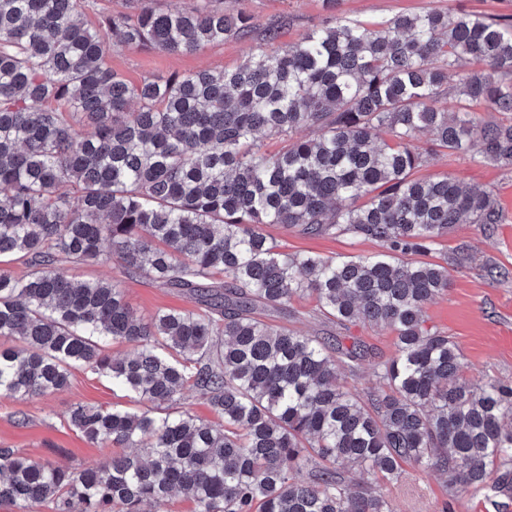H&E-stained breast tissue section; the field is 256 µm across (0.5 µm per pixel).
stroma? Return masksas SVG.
<instances>
[{"instance_id":"stroma-1","label":"stroma","mask_w":512,"mask_h":512,"mask_svg":"<svg viewBox=\"0 0 512 512\" xmlns=\"http://www.w3.org/2000/svg\"><path fill=\"white\" fill-rule=\"evenodd\" d=\"M225 12L239 11L254 21L252 31L242 38L225 40L193 54L111 46L107 61L124 79L138 83L171 74L201 69L236 67L245 59L272 51L265 29L281 25V42L291 43L323 24L330 13L350 20L381 22L395 15L425 9L454 12L460 9L491 17H512V0H340L329 8L326 0H221ZM421 176L450 175L470 184L492 189L503 213L493 237H485L475 224H459L438 240L428 258L447 263L450 285L430 301L424 310L427 326L444 332L461 349L466 376L471 380L512 382V172L473 162L466 155L438 151L420 170ZM265 232L283 250L296 254H318L347 259L380 252L379 244L349 235L306 236L278 225ZM503 270L500 278L488 275V267ZM69 276L79 281L106 280L123 289L127 302L138 316L149 317L160 309H190L187 296L145 278L120 275L116 261L94 265H67ZM338 335L361 339L372 351L356 373L341 371L342 384L367 395L377 390L378 362L395 354L394 337L387 331L360 322L339 327ZM109 408L129 406L125 392L90 370H73L67 387L39 396L0 395V447L14 448L32 459L47 457L58 449V462L73 468L92 467L111 454L98 448L68 424V412L75 403ZM381 492L391 500L395 512H512V491L493 487L460 494L449 492L442 478L408 464L401 481L384 484Z\"/></svg>"}]
</instances>
